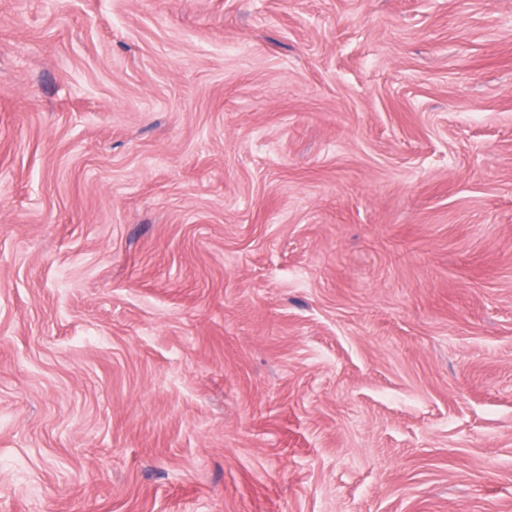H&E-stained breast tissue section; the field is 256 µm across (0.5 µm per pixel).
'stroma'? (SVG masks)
<instances>
[{
	"instance_id": "1",
	"label": "stroma",
	"mask_w": 512,
	"mask_h": 512,
	"mask_svg": "<svg viewBox=\"0 0 512 512\" xmlns=\"http://www.w3.org/2000/svg\"><path fill=\"white\" fill-rule=\"evenodd\" d=\"M0 512H512V0H0Z\"/></svg>"
}]
</instances>
